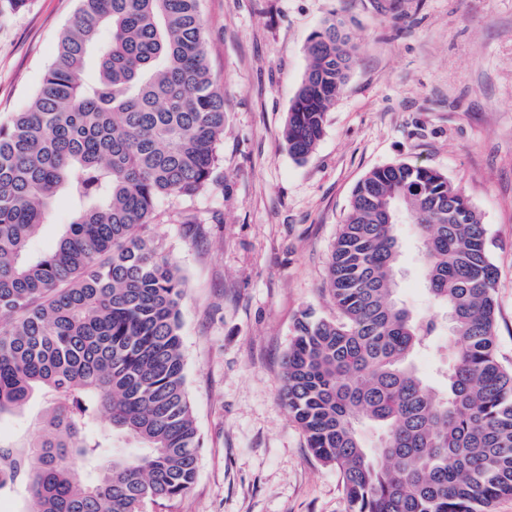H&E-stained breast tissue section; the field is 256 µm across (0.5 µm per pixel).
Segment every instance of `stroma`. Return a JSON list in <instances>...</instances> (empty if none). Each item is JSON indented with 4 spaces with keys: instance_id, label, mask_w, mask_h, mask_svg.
I'll use <instances>...</instances> for the list:
<instances>
[{
    "instance_id": "1",
    "label": "stroma",
    "mask_w": 512,
    "mask_h": 512,
    "mask_svg": "<svg viewBox=\"0 0 512 512\" xmlns=\"http://www.w3.org/2000/svg\"><path fill=\"white\" fill-rule=\"evenodd\" d=\"M76 0L0 13V121L25 111ZM210 70L224 89L214 180L158 203L150 233L185 286L180 333L201 439L195 483L144 512H345L336 469L313 458L284 407L281 361L303 312L332 318L326 269L357 182L419 161L459 186L493 241L497 344L512 363V0H200ZM341 20L357 62L306 159L284 140L308 45ZM398 298L429 301L412 225Z\"/></svg>"
}]
</instances>
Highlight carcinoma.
<instances>
[{
    "label": "carcinoma",
    "mask_w": 512,
    "mask_h": 512,
    "mask_svg": "<svg viewBox=\"0 0 512 512\" xmlns=\"http://www.w3.org/2000/svg\"><path fill=\"white\" fill-rule=\"evenodd\" d=\"M79 3L28 109L0 122V422L37 395L49 403L35 434L0 442V495L24 490L19 512H142L190 489L200 447L184 281L146 228L160 200L213 181L224 91L199 0ZM357 51L334 19L310 37L284 130L294 158L321 139ZM58 196L71 218L35 251ZM388 204L413 224L429 299L454 317L441 389L415 363L440 325L395 297ZM491 247L480 213L433 167L394 162L355 186L327 267L337 316L303 314L282 361V400L341 475L346 512H493L512 495ZM116 436L134 449L114 453Z\"/></svg>",
    "instance_id": "1"
}]
</instances>
